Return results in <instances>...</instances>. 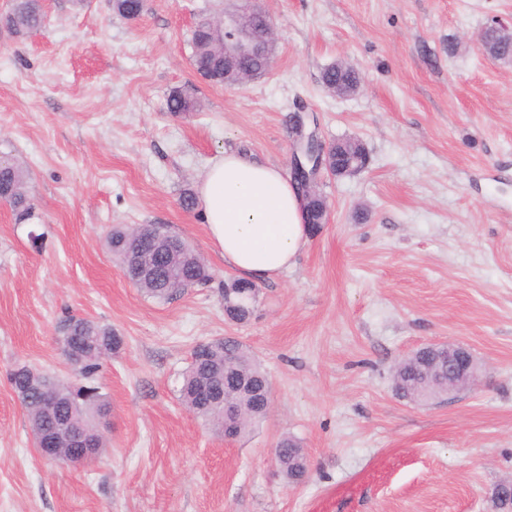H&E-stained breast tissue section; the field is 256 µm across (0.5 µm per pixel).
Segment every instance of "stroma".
Wrapping results in <instances>:
<instances>
[{"instance_id": "obj_1", "label": "stroma", "mask_w": 512, "mask_h": 512, "mask_svg": "<svg viewBox=\"0 0 512 512\" xmlns=\"http://www.w3.org/2000/svg\"><path fill=\"white\" fill-rule=\"evenodd\" d=\"M272 68L203 81L190 31L225 0H44V27H0V155L29 172L32 220L0 204V512H496L512 479V61L479 43L512 30V0H258ZM345 62L349 97L321 76ZM188 89L197 111L172 115ZM325 142L361 140L368 164L322 176L327 224L295 266L258 285L250 318L224 314L231 270L184 209L224 148L290 173L294 116ZM159 224L214 280L169 301L135 288L105 246L112 226ZM39 243H32V236ZM112 327L99 373L108 447L90 467L41 457L8 380L27 363L68 379L66 319ZM233 336L272 384L270 408L228 441L179 401L193 348ZM459 342L478 383L435 402L397 398L392 369ZM309 471L288 485L282 436Z\"/></svg>"}]
</instances>
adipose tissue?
Instances as JSON below:
<instances>
[{"mask_svg":"<svg viewBox=\"0 0 512 512\" xmlns=\"http://www.w3.org/2000/svg\"><path fill=\"white\" fill-rule=\"evenodd\" d=\"M196 190L213 249L240 277L274 280L308 244L302 198L274 165L227 148L210 161Z\"/></svg>","mask_w":512,"mask_h":512,"instance_id":"ef3b65f1","label":"adipose tissue"}]
</instances>
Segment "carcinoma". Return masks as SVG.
<instances>
[{
    "instance_id": "cac0c4a2",
    "label": "carcinoma",
    "mask_w": 512,
    "mask_h": 512,
    "mask_svg": "<svg viewBox=\"0 0 512 512\" xmlns=\"http://www.w3.org/2000/svg\"><path fill=\"white\" fill-rule=\"evenodd\" d=\"M115 14L124 19L138 17L142 0H112ZM17 35L28 34L42 26L45 18L38 0H13L11 8L0 19ZM190 44L196 73L204 81L225 85L224 34L212 26L211 18L199 19L191 32ZM488 51L502 59L512 60V39L486 33ZM196 101L183 90L168 99L173 114L191 112ZM0 201L8 203L20 222L33 217V207L27 191V169L13 158L0 156ZM107 250L119 262L123 275L151 298L171 300L191 288L205 285L213 279L211 268L188 243L177 235L166 234V241L152 250L143 245L138 226L114 227L106 237ZM256 284L241 278L224 281V314L236 323L250 317V299ZM68 333L61 345H77L81 361L75 375L83 385V395L76 396L70 383L51 380L35 367L24 364L9 373L8 381L26 411L34 441L57 434L58 447L67 448V428L70 414H75L85 435L96 442V448L106 447L99 432V421L109 411V403L100 392L97 374L101 361L122 346V338L111 327L89 319H67ZM420 350L402 359L392 371L393 387L403 399L430 401L447 394L448 368L428 371L421 363ZM52 389L59 396L50 413L39 410L43 391ZM271 394L269 380L248 347L237 338L212 340L196 345L190 363L182 374L179 388L181 404L202 418L216 431L224 432V403H229L238 422L239 436L250 432L268 409ZM281 473L291 485L301 483L308 471L304 448L294 438L284 436L277 443Z\"/></svg>"
}]
</instances>
